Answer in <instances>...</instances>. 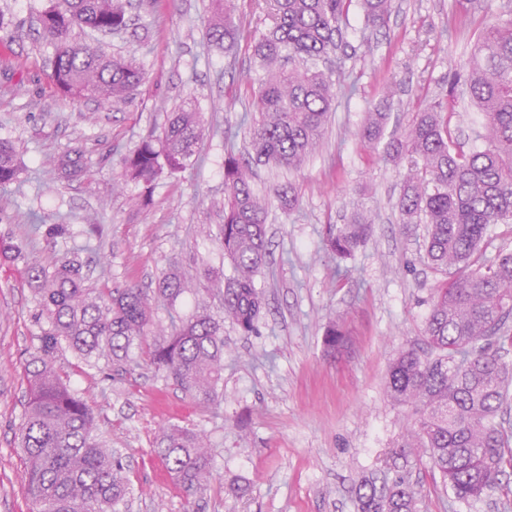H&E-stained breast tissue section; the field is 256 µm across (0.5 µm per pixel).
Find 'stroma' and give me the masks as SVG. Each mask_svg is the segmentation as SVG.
Masks as SVG:
<instances>
[{"instance_id": "obj_1", "label": "stroma", "mask_w": 512, "mask_h": 512, "mask_svg": "<svg viewBox=\"0 0 512 512\" xmlns=\"http://www.w3.org/2000/svg\"><path fill=\"white\" fill-rule=\"evenodd\" d=\"M43 0H0V139L20 157L17 182L0 186V239L34 250L52 265L79 246L88 285L134 282L153 291L173 267L228 272L218 226L224 221V156L244 153L258 117L252 82L260 69L250 42L224 51L206 27L211 0H144L112 54L135 56L144 82L123 100L74 105L55 93L53 49L39 33ZM512 16V0H395L385 27L362 37L350 8L346 42L332 65L338 95L322 139L301 170L256 167L267 202L269 258L256 284L265 308L253 334L224 325V384L211 408L197 406L134 349L124 367L94 368L67 347L55 354L62 380L94 410L100 432L129 470L132 492L119 512H359L364 477H405L418 512H512V469L497 488L460 501L428 455L400 449L407 408L385 391L396 354L420 345L439 277L424 262L423 224L402 226L397 201L403 169L357 136L364 114L382 103L409 118L422 104L448 105L450 130L470 147L482 117L465 94L448 95V66L466 61L479 31ZM192 100L202 114L200 160L163 175L147 204L121 180L120 161L171 112ZM79 152L84 175L61 178L58 157ZM292 182L295 209L273 189ZM371 212L366 242L339 261L324 248L326 225ZM66 224L68 238L46 240L35 224ZM24 263L0 256V512H30L17 426L27 401L25 369L42 330ZM345 333L325 345L330 324ZM204 432L212 476L187 494L153 451L159 427ZM243 487L235 495L234 487Z\"/></svg>"}]
</instances>
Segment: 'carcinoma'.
Instances as JSON below:
<instances>
[{
  "instance_id": "cac0c4a2",
  "label": "carcinoma",
  "mask_w": 512,
  "mask_h": 512,
  "mask_svg": "<svg viewBox=\"0 0 512 512\" xmlns=\"http://www.w3.org/2000/svg\"><path fill=\"white\" fill-rule=\"evenodd\" d=\"M272 25L259 39L234 24L232 0H213L207 35L231 48L253 42L262 74L254 82L261 120L245 156L224 158V224L219 239L230 277L205 268L196 274L172 270L148 297L133 283L89 288L79 253L67 252L46 267L26 257L24 273L37 297L42 331L40 356L26 370L29 398L19 436L25 460V490L32 512H115L129 494L120 457L98 431L94 413L77 391L64 384L54 353L65 344L91 366L100 360L127 362L133 347L152 333L151 300L176 303L196 283L224 305V318L248 336L264 308L255 284L267 263L266 203L251 185L253 164L300 169L322 138L335 100L331 75L308 62L336 53L342 21L353 0H267ZM365 26L382 27L394 0H359ZM127 0H49L38 14L42 33L54 49L56 92L77 104H101L132 94L144 81L141 66L115 57L99 42L79 43L75 28L108 35L129 26ZM465 89L484 113L481 145L456 147L448 113L439 102L412 115L404 132L383 142L388 112H367L358 131L369 145L403 166L397 203L399 223L428 224L425 258L441 276L424 326L422 349L408 348L392 361L386 393L410 408L400 447L421 448L455 498L468 501L494 487L503 463L512 466V435L500 417L509 400V376L499 350L512 343V253L486 256L497 224H512V18L482 29L470 59L448 71V96ZM201 113L187 103L170 114L151 136L122 159L126 180L150 191L165 173L180 172L199 159ZM20 162L15 148L0 140V185L15 181ZM284 207L298 203L295 188L275 189ZM372 224L357 212L345 224L325 227L323 244L346 259L364 243ZM155 371L197 405L219 398L224 375V322L207 313L181 320L154 340L147 352ZM155 453L188 492L211 475L212 456L200 431L169 425L159 429ZM360 512H416V492L404 479L362 485Z\"/></svg>"
}]
</instances>
